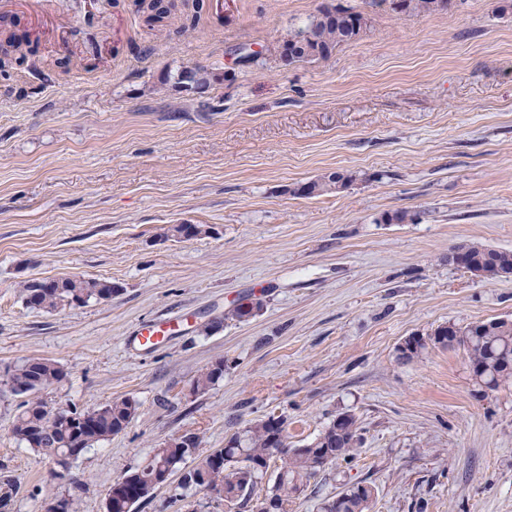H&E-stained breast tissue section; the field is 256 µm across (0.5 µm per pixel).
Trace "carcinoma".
<instances>
[{
	"label": "carcinoma",
	"instance_id": "cac0c4a2",
	"mask_svg": "<svg viewBox=\"0 0 512 512\" xmlns=\"http://www.w3.org/2000/svg\"><path fill=\"white\" fill-rule=\"evenodd\" d=\"M402 3L401 13L418 15L444 9L452 0H402ZM147 10V23L154 28L162 27L171 13V4L149 0ZM337 11L339 15L333 21L318 12L301 30L288 35L285 42L293 51L291 64L327 60L337 48L358 39L368 28L369 19L363 13L342 7ZM211 79L212 73L201 68L184 67L176 72V83L187 91L203 90L210 86ZM356 180L357 175L351 172H326L289 192L313 198L347 189ZM210 233V228L203 224L172 227L173 236L183 241ZM116 292L117 288L106 280L64 276L31 279L23 285L20 295L27 307L52 312L90 300H107ZM441 332L438 328L426 336L407 338L408 354L403 359L411 361L430 348L459 349L466 355L470 368L481 369L482 380L490 390L512 384V321L476 322L457 328L451 336H443ZM223 376L224 361L218 360L199 372L193 389L205 390ZM63 377V369L55 361L44 358L29 359L7 372L12 392L30 396L11 432L18 442L51 460L65 453L78 458L85 450L123 431L137 411L135 400L121 398L81 412L74 425L53 419L37 393ZM358 430L355 417L340 426L332 421L311 443L292 448L288 446L286 419L276 420L270 415L233 434L224 447L205 455L197 454L200 444L197 435L173 436L163 447L155 449L145 465L121 477L118 491L125 498L127 512H132V506L151 493L148 486L159 479L162 471L179 470L191 458L194 460L188 468L191 480L181 483L183 489L223 492L227 512L247 506L259 512V506L268 502L273 504V512H288V502L304 492L311 478L339 460L354 457ZM277 456L283 458V466L273 486L265 489L263 480L271 460ZM375 495L373 485L359 482L323 500L319 512H370Z\"/></svg>",
	"mask_w": 512,
	"mask_h": 512
}]
</instances>
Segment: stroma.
<instances>
[{
    "label": "stroma",
    "instance_id": "1",
    "mask_svg": "<svg viewBox=\"0 0 512 512\" xmlns=\"http://www.w3.org/2000/svg\"><path fill=\"white\" fill-rule=\"evenodd\" d=\"M324 0H173L163 30L139 0L86 15L82 0H0L17 34L46 31L36 56L0 70V479L7 512L49 494L106 512L113 483L169 438L200 453L275 413L288 442L336 415L359 423L354 459L326 467L288 507L365 481L371 512H512V386L478 392L462 351L399 357L437 326L512 318V279L450 266V248L512 250V10L455 0L430 15L337 0L370 30L325 61L280 67L282 40ZM70 57L68 69L54 67ZM219 74L202 93L179 67ZM348 189L299 198L328 171ZM406 210L414 222L383 224ZM177 224L212 234L173 237ZM81 276L116 294L46 313L20 297L31 278ZM257 301L246 321L228 319ZM180 319L154 348L130 345ZM217 322L210 334L202 324ZM49 358L64 378L49 408L138 403L128 426L65 477L11 433L24 399L8 369ZM224 377L197 393L215 361ZM133 512H224L178 475ZM179 321H168L148 324L143 326L137 336L133 337V343L146 348L160 345L167 336L179 332Z\"/></svg>",
    "mask_w": 512,
    "mask_h": 512
}]
</instances>
